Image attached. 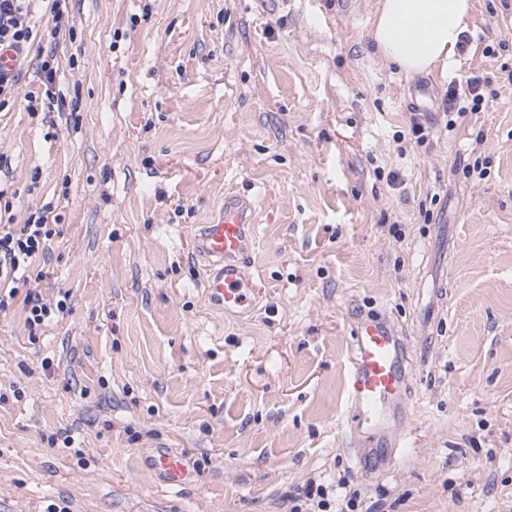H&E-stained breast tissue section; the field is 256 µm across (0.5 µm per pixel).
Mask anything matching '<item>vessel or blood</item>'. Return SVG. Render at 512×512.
<instances>
[{"instance_id": "b4317fda", "label": "vessel or blood", "mask_w": 512, "mask_h": 512, "mask_svg": "<svg viewBox=\"0 0 512 512\" xmlns=\"http://www.w3.org/2000/svg\"><path fill=\"white\" fill-rule=\"evenodd\" d=\"M253 224L252 200L228 191L218 220L190 234L193 251L209 264L210 302L237 318L250 316L256 307L258 276L248 262ZM410 389L406 336L389 320L358 318L348 357L345 427L361 469H379L390 460L391 449L406 446L405 431L393 430L391 423ZM147 463L165 484L181 487L193 480L184 457L168 449H156Z\"/></svg>"}]
</instances>
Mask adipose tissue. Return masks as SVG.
I'll use <instances>...</instances> for the list:
<instances>
[{"label": "adipose tissue", "instance_id": "obj_1", "mask_svg": "<svg viewBox=\"0 0 512 512\" xmlns=\"http://www.w3.org/2000/svg\"><path fill=\"white\" fill-rule=\"evenodd\" d=\"M472 17V0H382L371 39L408 76L448 68Z\"/></svg>", "mask_w": 512, "mask_h": 512}]
</instances>
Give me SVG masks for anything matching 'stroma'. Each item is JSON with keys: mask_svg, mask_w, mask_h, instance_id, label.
Masks as SVG:
<instances>
[{"mask_svg": "<svg viewBox=\"0 0 512 512\" xmlns=\"http://www.w3.org/2000/svg\"><path fill=\"white\" fill-rule=\"evenodd\" d=\"M379 3L64 0L67 110L0 112L16 221L59 216L37 288L68 296L34 336L0 312V512H337L340 481L356 512H512V0H473L424 94L370 40ZM472 75L482 108L446 128ZM230 190L258 214L246 319L211 304L187 238ZM365 315L413 360L416 444L378 471L343 435ZM161 446L195 483L160 481Z\"/></svg>", "mask_w": 512, "mask_h": 512, "instance_id": "35a3bbf8", "label": "stroma"}]
</instances>
